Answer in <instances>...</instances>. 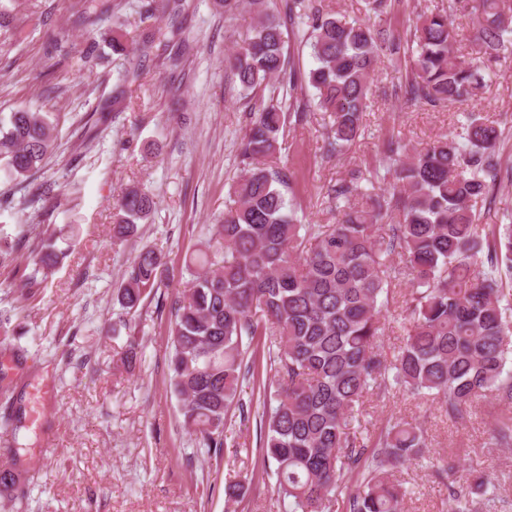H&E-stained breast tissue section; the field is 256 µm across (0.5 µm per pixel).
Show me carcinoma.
I'll return each instance as SVG.
<instances>
[{"mask_svg":"<svg viewBox=\"0 0 512 512\" xmlns=\"http://www.w3.org/2000/svg\"><path fill=\"white\" fill-rule=\"evenodd\" d=\"M311 48L303 73L287 60L277 16L259 12L250 36L225 60L244 97L261 93L237 149L224 218L186 257L191 279L171 306L170 387L182 401V427L197 446L220 456L224 421L249 417L241 383L258 382L262 406L261 473L275 479L283 512H405L408 488L395 473L429 452L423 430L403 418L379 432L360 431L368 397L401 390L431 401L450 420L478 401L499 399L505 415L488 447H512V321L502 304L512 280V216L490 233L476 204L501 178L504 134L478 112L458 132L422 150L391 140L384 161L354 170L327 192L334 224H303L288 200L297 175L278 157L286 126L312 108L329 113L327 151L340 154L362 135V115L380 53L394 61L401 43L365 20H348L324 0H281ZM365 15L387 12L389 0H357ZM112 4L85 2L74 24H92ZM476 16L470 52L454 49L448 16ZM411 65L399 86L419 107L478 100L494 64L512 51V0H448L419 17L411 33ZM55 118L21 109L0 115V172L31 185L54 144ZM156 210L153 194L126 189L113 214V238L136 235ZM37 270L58 262L52 234L36 233ZM167 279L163 255L141 248L116 294L112 333L130 328ZM410 283L401 302L403 345L381 349L393 290ZM269 367L267 375L259 368ZM457 512L469 501L451 463L436 469ZM468 494L494 501L483 475ZM21 474L0 470V492L19 498Z\"/></svg>","mask_w":512,"mask_h":512,"instance_id":"1","label":"carcinoma"}]
</instances>
